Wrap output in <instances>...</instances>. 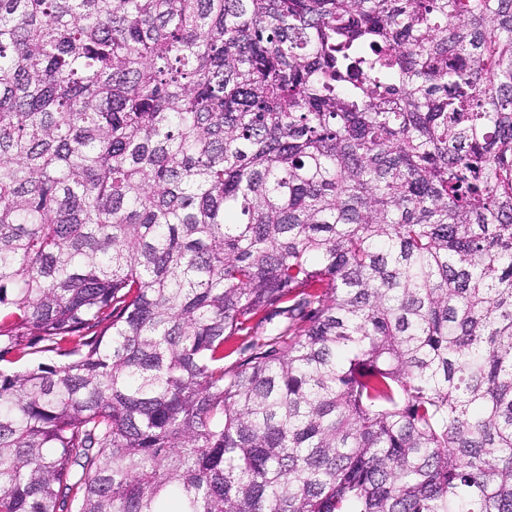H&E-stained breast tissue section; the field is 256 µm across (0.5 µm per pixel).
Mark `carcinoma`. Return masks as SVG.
<instances>
[{"label":"carcinoma","mask_w":512,"mask_h":512,"mask_svg":"<svg viewBox=\"0 0 512 512\" xmlns=\"http://www.w3.org/2000/svg\"><path fill=\"white\" fill-rule=\"evenodd\" d=\"M0 512H512V0H0Z\"/></svg>","instance_id":"1"}]
</instances>
